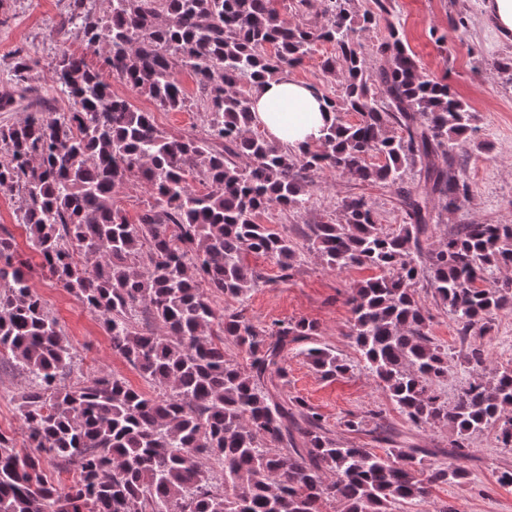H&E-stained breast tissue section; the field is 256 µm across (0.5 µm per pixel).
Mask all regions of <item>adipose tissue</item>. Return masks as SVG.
Listing matches in <instances>:
<instances>
[{"label": "adipose tissue", "mask_w": 512, "mask_h": 512, "mask_svg": "<svg viewBox=\"0 0 512 512\" xmlns=\"http://www.w3.org/2000/svg\"><path fill=\"white\" fill-rule=\"evenodd\" d=\"M254 120L268 139L295 149L316 143L332 114L316 86L283 74L255 92Z\"/></svg>", "instance_id": "1"}]
</instances>
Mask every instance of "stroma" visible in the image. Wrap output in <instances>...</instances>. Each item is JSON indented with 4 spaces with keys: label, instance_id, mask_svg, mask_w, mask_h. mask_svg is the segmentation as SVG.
Returning a JSON list of instances; mask_svg holds the SVG:
<instances>
[{
    "label": "stroma",
    "instance_id": "35a3bbf8",
    "mask_svg": "<svg viewBox=\"0 0 512 512\" xmlns=\"http://www.w3.org/2000/svg\"><path fill=\"white\" fill-rule=\"evenodd\" d=\"M67 0H0V94L12 91L11 66L17 49H25L32 59L31 74L39 92L53 111H67L69 102L60 91L51 89L49 72L60 43L57 24ZM389 20H377L357 32L364 53H372L387 36L386 24L401 26L400 35L431 74L448 73L453 92L466 101L475 115L471 139L456 150V160L464 164L472 184V196L456 210L435 207L430 244L445 240L459 224H512V82L493 68L494 60L512 58V39L507 40L487 28L482 21L480 0H388ZM466 15V31L452 28L451 18ZM445 35L444 44H435L433 33ZM331 44L318 45L300 67L290 69V77L316 85L321 91L340 94L339 78L327 74L322 62L333 54ZM114 94L127 98L141 111L152 113L156 125L173 135L199 133L201 122L195 108L168 112L136 94L120 81H113ZM312 191L316 198L309 210L293 213L271 209L258 215L261 224H280L296 237L305 253L292 276H284L274 261L254 253L247 262L261 270L264 284L246 297L216 299L217 307L243 310L254 324L267 326L280 320H306L316 325L317 342L332 349L351 366L341 377H325L301 351L288 358L290 394L301 397L322 414L335 434H342L341 422L351 413H379L386 424L408 436L423 448L445 451L451 438L442 426L415 428L364 368L360 354L348 336L351 313L348 292L357 282L369 278L370 270L328 269L309 249L298 227L327 218L340 201L360 195L372 207L379 224L392 230L403 222V213L394 192L382 183H362L332 172L316 174ZM32 285L56 316L65 336L75 348L85 375L106 371L121 376L133 388L145 389L138 371L115 355L109 336L97 316L41 271H33ZM416 298L430 318L429 335L448 348V378L441 385L443 398L452 400L476 378L464 363L470 347L480 346L487 354V368L512 365V312L492 316L489 328L480 335L462 337L459 325L425 284L415 287ZM25 388L24 377L9 365H0V430L21 436L17 399ZM448 465L464 467L466 476L457 482L434 487L424 503L397 507L396 512H512V487L501 486L499 473L512 469V449L501 447L495 430L471 439V456L458 461L444 458Z\"/></svg>",
    "mask_w": 512,
    "mask_h": 512
}]
</instances>
